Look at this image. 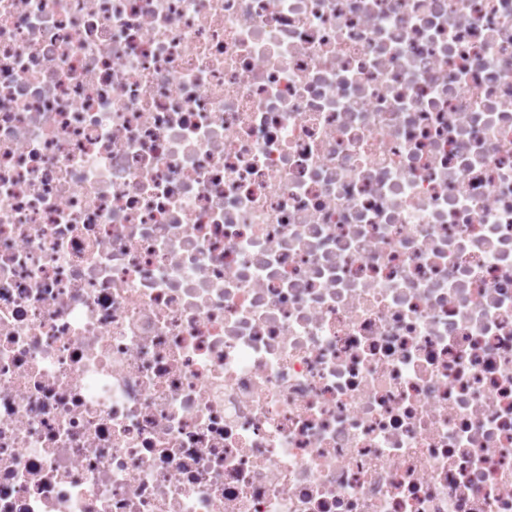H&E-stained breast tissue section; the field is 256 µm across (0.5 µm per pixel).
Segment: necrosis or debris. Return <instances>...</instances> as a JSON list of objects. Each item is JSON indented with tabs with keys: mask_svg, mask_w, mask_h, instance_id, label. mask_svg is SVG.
Listing matches in <instances>:
<instances>
[{
	"mask_svg": "<svg viewBox=\"0 0 512 512\" xmlns=\"http://www.w3.org/2000/svg\"><path fill=\"white\" fill-rule=\"evenodd\" d=\"M0 512H512V0H0Z\"/></svg>",
	"mask_w": 512,
	"mask_h": 512,
	"instance_id": "obj_1",
	"label": "necrosis or debris"
}]
</instances>
